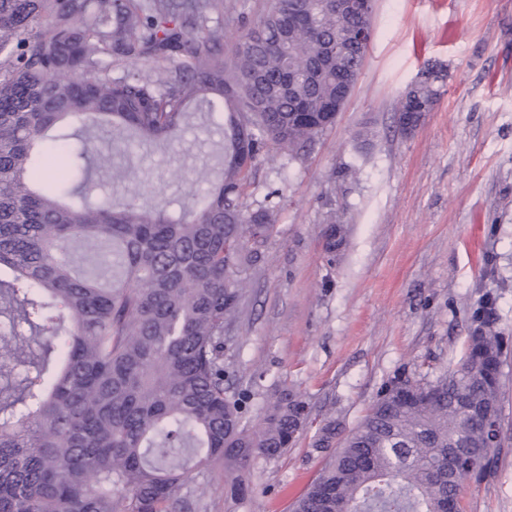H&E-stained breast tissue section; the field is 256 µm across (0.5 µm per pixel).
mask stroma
I'll return each instance as SVG.
<instances>
[{
    "mask_svg": "<svg viewBox=\"0 0 512 512\" xmlns=\"http://www.w3.org/2000/svg\"><path fill=\"white\" fill-rule=\"evenodd\" d=\"M267 0H224L205 25L225 46ZM374 37L335 123L296 158L275 149L255 160L244 202L278 191L271 237L242 276L238 310L224 326V385L257 423L272 394L308 405L307 428L274 460L241 472L244 499L223 471L184 512H292L329 452L324 420L349 434L382 388L400 376L451 370L464 355L484 295L503 342V442L462 482L460 512H512V0H375ZM446 69L441 95L406 133L398 101L425 65ZM171 144L90 131L112 164L92 201L133 191L178 211L212 185L224 133L197 100ZM343 242L326 249L331 225Z\"/></svg>",
    "mask_w": 512,
    "mask_h": 512,
    "instance_id": "35a3bbf8",
    "label": "stroma"
}]
</instances>
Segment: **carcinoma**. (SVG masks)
<instances>
[{
  "mask_svg": "<svg viewBox=\"0 0 512 512\" xmlns=\"http://www.w3.org/2000/svg\"><path fill=\"white\" fill-rule=\"evenodd\" d=\"M224 0H0V512H182L255 456L273 460L308 423L281 394L256 426L224 388V322L241 269L276 221L243 190L265 148L289 156L335 123L372 16L336 0H271L224 52L201 22ZM171 62L156 79L112 61ZM431 72L401 95L440 96ZM228 113L218 183L175 217L139 201L89 205L109 163L63 129L116 127L171 142L192 98ZM490 302L465 356L392 381L297 499L294 512H442L486 458L500 412L502 339ZM341 429L325 422L316 446Z\"/></svg>",
  "mask_w": 512,
  "mask_h": 512,
  "instance_id": "cac0c4a2",
  "label": "carcinoma"
}]
</instances>
